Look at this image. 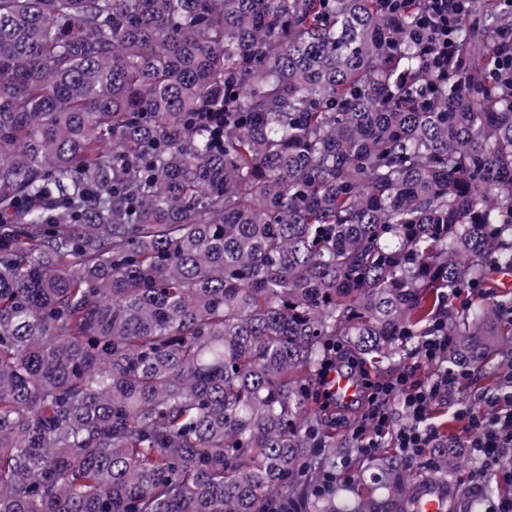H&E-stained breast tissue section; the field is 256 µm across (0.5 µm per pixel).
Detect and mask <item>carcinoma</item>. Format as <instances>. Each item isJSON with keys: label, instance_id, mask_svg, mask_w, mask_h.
<instances>
[{"label": "carcinoma", "instance_id": "cac0c4a2", "mask_svg": "<svg viewBox=\"0 0 512 512\" xmlns=\"http://www.w3.org/2000/svg\"><path fill=\"white\" fill-rule=\"evenodd\" d=\"M427 7L0 0V512H392L412 459L324 486L328 346L512 352V8L438 71ZM499 38L501 63L498 77L512 82V27L501 29Z\"/></svg>", "mask_w": 512, "mask_h": 512}]
</instances>
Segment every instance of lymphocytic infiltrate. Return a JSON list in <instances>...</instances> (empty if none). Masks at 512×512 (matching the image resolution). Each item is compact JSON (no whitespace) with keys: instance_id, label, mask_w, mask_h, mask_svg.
<instances>
[{"instance_id":"1","label":"lymphocytic infiltrate","mask_w":512,"mask_h":512,"mask_svg":"<svg viewBox=\"0 0 512 512\" xmlns=\"http://www.w3.org/2000/svg\"><path fill=\"white\" fill-rule=\"evenodd\" d=\"M470 3L471 0H429L420 27L433 37L425 47L432 68L447 67L454 50L452 26ZM451 343L443 321L421 337L417 346L419 362L434 368L433 375L423 383L412 381L407 371L386 378L371 377L363 364L351 357L344 343L330 347L324 372L334 371L338 363L345 362L363 382L364 410L351 430L356 456L374 457L387 443L405 457L421 455L434 447L437 431L431 422L432 409L450 398L456 415L466 421L464 446L478 464V476L496 472L512 459V376L505 379L499 394L486 400L484 408H475L462 396L470 385L469 373L444 365ZM399 415L405 418L400 425L395 422Z\"/></svg>"}]
</instances>
